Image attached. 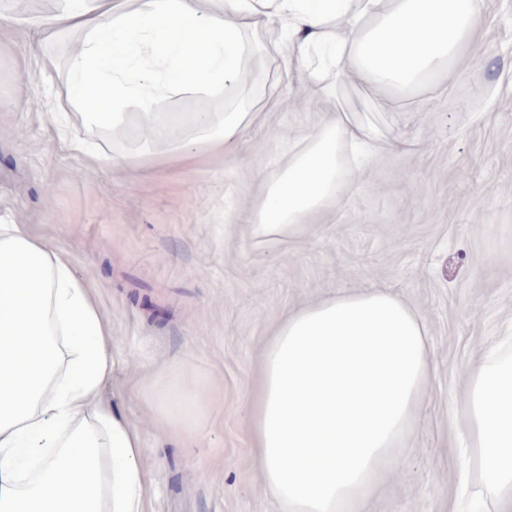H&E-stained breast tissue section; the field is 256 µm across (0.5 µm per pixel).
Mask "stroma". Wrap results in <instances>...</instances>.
I'll return each instance as SVG.
<instances>
[{"instance_id": "1", "label": "stroma", "mask_w": 512, "mask_h": 512, "mask_svg": "<svg viewBox=\"0 0 512 512\" xmlns=\"http://www.w3.org/2000/svg\"><path fill=\"white\" fill-rule=\"evenodd\" d=\"M55 7L0 0V216L51 240L75 277L96 286L128 361L113 399L144 434L149 512H281L250 451L246 398L260 353L287 312L352 288L412 306L432 362L408 448L362 512H453L464 371L512 336V0H485L480 42L490 55L407 111L343 79L342 107L381 130L372 158L307 234L265 246L246 236L249 205L279 162L276 138L299 139L318 123L316 100L293 102L278 61L257 58L239 89L158 105L221 112L243 88L255 101L283 100L225 151L181 135L142 155L137 122L113 132L73 117L74 133L107 156L95 162L60 139L43 107L62 90L72 48L53 47L47 63L33 53V20ZM174 360L213 390L210 411L177 441L159 435L139 398Z\"/></svg>"}]
</instances>
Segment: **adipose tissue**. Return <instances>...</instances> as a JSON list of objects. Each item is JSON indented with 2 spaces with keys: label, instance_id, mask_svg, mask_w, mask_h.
Wrapping results in <instances>:
<instances>
[{
  "label": "adipose tissue",
  "instance_id": "adipose-tissue-1",
  "mask_svg": "<svg viewBox=\"0 0 512 512\" xmlns=\"http://www.w3.org/2000/svg\"><path fill=\"white\" fill-rule=\"evenodd\" d=\"M58 0L37 25L55 40L77 35L64 104L90 128L140 121L145 143L191 132L218 147L258 113L248 95L222 112L157 111L180 93L233 88L253 54L307 68L311 48L400 108L443 88L476 61L485 0ZM323 119L302 139L282 138L279 165L250 206L255 243L305 234L355 169L345 150L378 141L371 124L336 110L319 88ZM111 101L104 111L103 101ZM428 330L403 300L354 288L288 312L274 325L248 397L263 487L283 512H360L392 474L413 433L431 375ZM125 365L95 286L23 224L0 218V512H147L143 434L103 391ZM461 406L468 464L491 508L512 505V345L468 369ZM141 397L168 437L191 432L212 406L207 383L178 365Z\"/></svg>",
  "mask_w": 512,
  "mask_h": 512
}]
</instances>
